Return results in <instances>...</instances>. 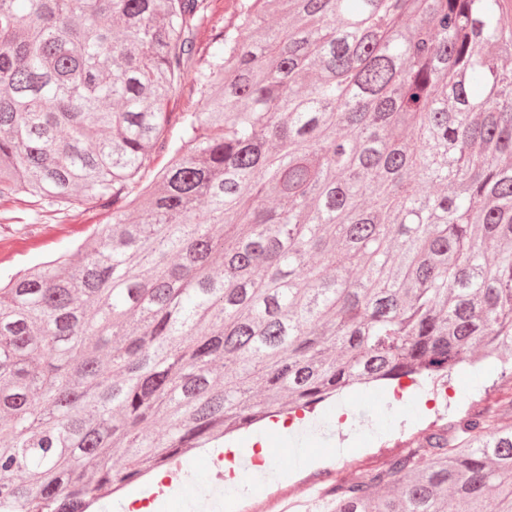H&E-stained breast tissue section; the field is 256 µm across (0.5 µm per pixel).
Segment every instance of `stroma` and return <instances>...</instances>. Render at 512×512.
<instances>
[{"label":"stroma","instance_id":"stroma-1","mask_svg":"<svg viewBox=\"0 0 512 512\" xmlns=\"http://www.w3.org/2000/svg\"><path fill=\"white\" fill-rule=\"evenodd\" d=\"M112 216L102 208L90 209L64 220L37 215L20 202H0V240L19 241V248L0 254V272L13 273L41 261L45 256L75 251L93 224L111 223ZM402 398H394L391 388L356 390L340 402L319 409L314 421L297 412L294 425L270 429L266 434L272 451L277 480L263 482L250 497L263 504L271 492L297 490L307 475L318 467H303L304 453L320 458V467H331L338 442L355 437L351 457L378 467L397 455L396 442L414 429L427 427L438 417L448 415L446 402L431 401L429 393L416 388L410 379H401ZM254 456L247 442H240L236 454L218 451L193 456L179 474L163 470L142 492L150 500L149 512H242V502L230 499L228 483L253 477Z\"/></svg>","mask_w":512,"mask_h":512}]
</instances>
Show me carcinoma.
<instances>
[{"mask_svg":"<svg viewBox=\"0 0 512 512\" xmlns=\"http://www.w3.org/2000/svg\"><path fill=\"white\" fill-rule=\"evenodd\" d=\"M210 2L0 0V200L112 209L80 264L0 278V512L512 354L502 0H235L205 49ZM484 391L306 512H512Z\"/></svg>","mask_w":512,"mask_h":512,"instance_id":"1","label":"carcinoma"}]
</instances>
